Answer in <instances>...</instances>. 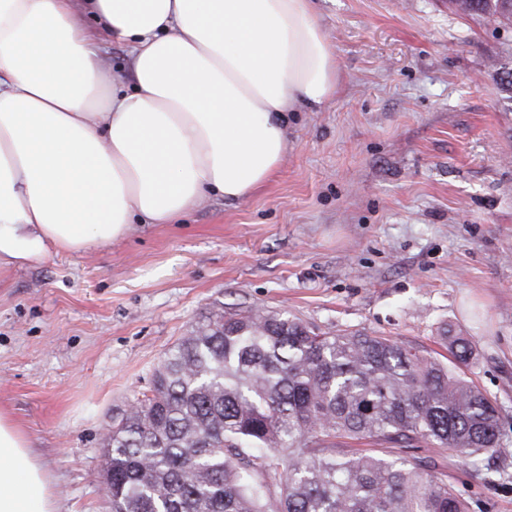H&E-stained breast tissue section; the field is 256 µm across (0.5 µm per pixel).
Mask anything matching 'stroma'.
I'll return each mask as SVG.
<instances>
[{
  "label": "stroma",
  "instance_id": "35a3bbf8",
  "mask_svg": "<svg viewBox=\"0 0 512 512\" xmlns=\"http://www.w3.org/2000/svg\"><path fill=\"white\" fill-rule=\"evenodd\" d=\"M340 89L288 115L279 174L180 224L0 271V408L51 478L55 512H111L103 439L210 311H283L436 351L447 324L496 402L497 450L414 454L469 512H512V29L446 0H317Z\"/></svg>",
  "mask_w": 512,
  "mask_h": 512
}]
</instances>
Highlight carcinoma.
<instances>
[{
	"instance_id": "carcinoma-1",
	"label": "carcinoma",
	"mask_w": 512,
	"mask_h": 512,
	"mask_svg": "<svg viewBox=\"0 0 512 512\" xmlns=\"http://www.w3.org/2000/svg\"><path fill=\"white\" fill-rule=\"evenodd\" d=\"M512 27V0H448ZM442 327L437 343L473 348ZM495 404L418 348L317 334L280 311L209 314L105 436L112 512H467L406 451L492 453Z\"/></svg>"
}]
</instances>
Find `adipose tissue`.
I'll return each mask as SVG.
<instances>
[{
  "mask_svg": "<svg viewBox=\"0 0 512 512\" xmlns=\"http://www.w3.org/2000/svg\"><path fill=\"white\" fill-rule=\"evenodd\" d=\"M129 78H105L100 38ZM339 88L314 0H0V268L101 249L269 184ZM0 512H55L0 410Z\"/></svg>",
  "mask_w": 512,
  "mask_h": 512,
  "instance_id": "1",
  "label": "adipose tissue"
}]
</instances>
